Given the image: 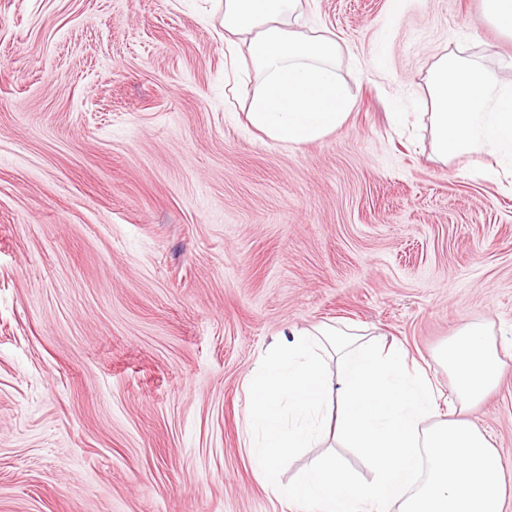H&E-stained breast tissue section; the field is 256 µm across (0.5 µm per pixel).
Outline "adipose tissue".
<instances>
[{"mask_svg":"<svg viewBox=\"0 0 512 512\" xmlns=\"http://www.w3.org/2000/svg\"><path fill=\"white\" fill-rule=\"evenodd\" d=\"M301 0H224V40L245 46L259 77L250 127L298 145L341 126L351 107L336 69L335 40L298 23ZM430 120L441 157L490 150L512 162V82L465 56L442 57L430 76ZM437 359L457 386L439 414L436 388L399 345H376L359 329L320 325L275 343L247 379L249 453L271 477L300 448L332 451L281 497L308 512H505L502 464L467 408L497 386L505 363L484 327L461 331ZM356 449L372 470L354 477L334 452Z\"/></svg>","mask_w":512,"mask_h":512,"instance_id":"ef3b65f1","label":"adipose tissue"}]
</instances>
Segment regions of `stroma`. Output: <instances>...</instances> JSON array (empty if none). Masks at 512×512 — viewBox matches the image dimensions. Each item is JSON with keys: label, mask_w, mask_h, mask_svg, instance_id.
<instances>
[{"label": "stroma", "mask_w": 512, "mask_h": 512, "mask_svg": "<svg viewBox=\"0 0 512 512\" xmlns=\"http://www.w3.org/2000/svg\"><path fill=\"white\" fill-rule=\"evenodd\" d=\"M353 106L300 145L247 131L214 0H0V512H297L248 448L246 376L319 324L433 357L485 326L467 410L512 494V167L433 147L430 71L512 39L483 0H302Z\"/></svg>", "instance_id": "35a3bbf8"}]
</instances>
